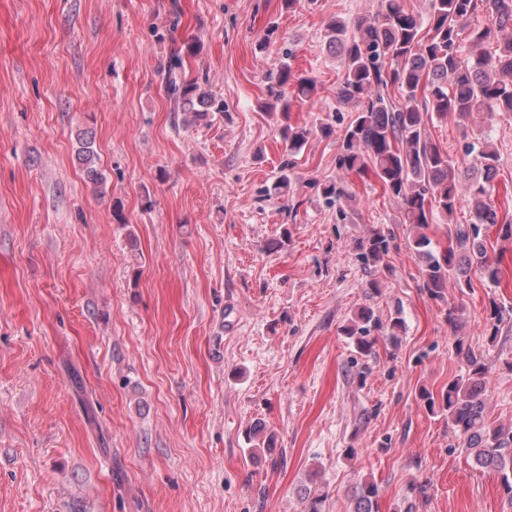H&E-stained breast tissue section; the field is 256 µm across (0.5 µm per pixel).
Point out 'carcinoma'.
<instances>
[{
  "label": "carcinoma",
  "instance_id": "carcinoma-1",
  "mask_svg": "<svg viewBox=\"0 0 512 512\" xmlns=\"http://www.w3.org/2000/svg\"><path fill=\"white\" fill-rule=\"evenodd\" d=\"M481 14L488 23H477ZM327 30L329 41L339 46L344 58L339 98L357 112L345 130L336 166L347 173H372L383 192L401 204L403 223L416 229L414 249L423 261V287L431 298L443 300L451 279L460 288L469 286L472 270L499 283L500 260L489 253L483 235V228L499 225L502 238L512 239V224L500 220L492 200L498 153L484 139L477 146L469 143L468 151L478 150L479 166L463 170L427 137L426 124L431 115L452 116L465 127L476 115L491 122L501 112H512V0H430L424 16L406 10L402 0H380L378 12L355 21L353 30L338 19ZM488 45L494 49H486ZM183 67L182 51L171 53L165 91L177 111L187 115L186 122L194 124L211 112L224 111V102L201 89L198 79L186 77ZM270 79L279 87L294 83L297 94L306 99L316 88L313 78L295 75L285 61ZM388 85L400 91L396 104L377 92ZM278 134L285 152L295 153L307 144L313 128L286 122ZM77 152L87 180L102 184L104 176L89 132L77 135ZM463 180L469 182L471 222L448 225V247L436 256L423 229L434 215L453 214ZM391 242V233L373 232L356 244L359 260L368 268L379 265ZM403 327L400 316L385 322L365 304L343 333L359 355L374 357V333L395 341ZM455 356L463 372L448 383L440 400L429 399V409L448 417V428L476 466L498 473L503 493L512 503V423H496L488 417L484 392L489 366L483 355L459 337ZM379 492L374 479H360L352 492L350 512H379ZM327 499L325 484L317 475L309 476L303 488V512H325ZM427 501V484L414 481L410 495L393 512H420Z\"/></svg>",
  "mask_w": 512,
  "mask_h": 512
}]
</instances>
